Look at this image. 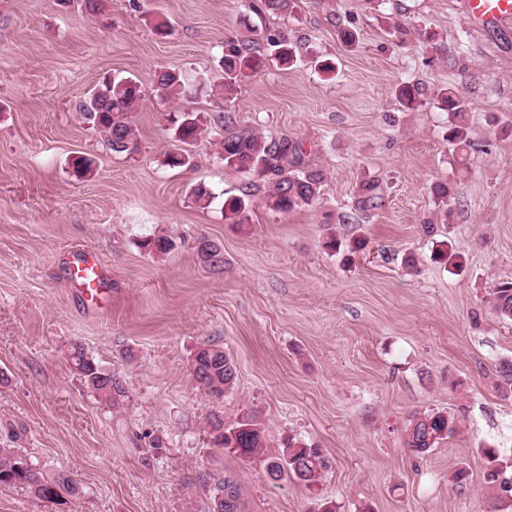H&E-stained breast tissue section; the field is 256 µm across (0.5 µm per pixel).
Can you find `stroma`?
<instances>
[{
    "label": "stroma",
    "mask_w": 512,
    "mask_h": 512,
    "mask_svg": "<svg viewBox=\"0 0 512 512\" xmlns=\"http://www.w3.org/2000/svg\"><path fill=\"white\" fill-rule=\"evenodd\" d=\"M251 0H0V447L19 448L79 487L60 502L0 485V512H211L214 478L235 475L243 512H314L317 498L291 478L272 481L260 461L212 448L206 419L246 412L269 451L293 434L323 448L322 498L338 512H501L484 474L486 449L512 456V324L486 304L512 278V25L484 30L464 0H294L284 17L251 13ZM358 42L345 46L336 21ZM174 33L155 34L156 22ZM408 32L406 43L392 35ZM284 31L303 61L220 83L224 40ZM335 64L324 75L309 56ZM205 78L192 95L160 97L155 75ZM136 78L131 118L139 149L113 154L78 104L106 76ZM419 84L411 109L394 96ZM453 89L470 106L465 164L444 139L440 104ZM196 111L210 127L197 166H164L168 113ZM303 144L328 173L319 202L280 213L263 182L226 168L220 117ZM90 172L76 170L80 158ZM386 187L370 217L353 209L361 180ZM454 186L442 206L435 183ZM217 198L197 203L191 190ZM251 186L244 223L225 220L221 195ZM348 223H340L341 215ZM366 241L325 250L328 233ZM165 236L164 255L144 249ZM217 246L215 264L200 254ZM441 241L458 267L432 258ZM95 250L112 302L88 309L67 280L66 256ZM412 255L413 265L403 263ZM219 341L237 366L223 400L190 372L196 348ZM111 372L118 404L99 402L72 372L71 343ZM442 411L456 433L412 455L401 429L415 412ZM164 446L151 448L153 438ZM469 473L456 490L457 468Z\"/></svg>",
    "instance_id": "stroma-1"
}]
</instances>
